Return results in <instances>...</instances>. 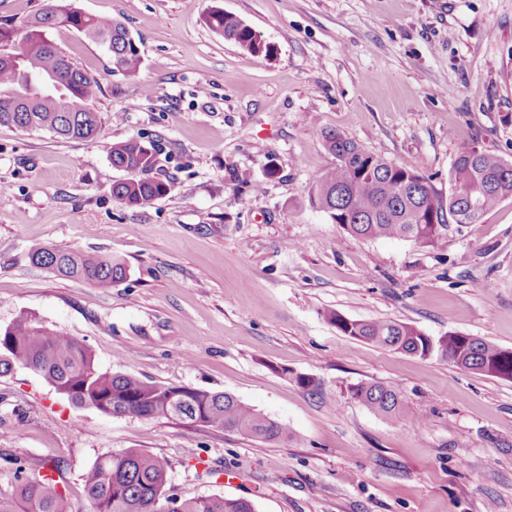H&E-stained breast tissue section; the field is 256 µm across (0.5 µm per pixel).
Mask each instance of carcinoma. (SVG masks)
Masks as SVG:
<instances>
[{"instance_id": "carcinoma-1", "label": "carcinoma", "mask_w": 512, "mask_h": 512, "mask_svg": "<svg viewBox=\"0 0 512 512\" xmlns=\"http://www.w3.org/2000/svg\"><path fill=\"white\" fill-rule=\"evenodd\" d=\"M209 26L252 55H270L259 32L221 8L208 16ZM74 29L108 49L116 69L136 75L142 59L126 27L114 19L83 14L69 5L51 4L27 24L18 46L0 64V125L49 131L59 137L96 138L102 116L91 108L98 82L71 64L48 39L52 29ZM53 78L52 92L35 89L29 77ZM336 159L312 188L310 203L349 233L365 239L394 238L425 246L437 244L447 224H474L512 197V162L477 146L463 148L448 178V197L408 164H396L365 150L343 135L325 136ZM112 167L128 177L112 186L113 197L128 207H143L166 196L170 184L153 176L152 146L129 140L112 146ZM33 263L50 272L109 289L124 281L128 266L119 257L40 245ZM329 319L346 336L385 350L429 357L439 355L456 366L512 379V359L505 350L475 337L450 333L433 339L395 321H350L337 312ZM26 368L79 406L115 417L175 420L187 426L236 431L268 442L288 438V429L227 392L165 386L135 374L101 370L81 340L21 315L0 326V376ZM353 397L374 414L402 416L403 402L380 385H359ZM14 490L0 492V512H73L65 485L52 474H30L16 459ZM88 512H255L246 499L221 495L182 498L173 493L167 464L138 448L100 457L84 475Z\"/></svg>"}]
</instances>
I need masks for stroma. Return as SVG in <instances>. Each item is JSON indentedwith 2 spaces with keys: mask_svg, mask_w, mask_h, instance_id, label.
I'll list each match as a JSON object with an SVG mask.
<instances>
[{
  "mask_svg": "<svg viewBox=\"0 0 512 512\" xmlns=\"http://www.w3.org/2000/svg\"><path fill=\"white\" fill-rule=\"evenodd\" d=\"M122 22L142 56L115 70L74 30L51 37L99 91L97 138L0 126V326L28 315L85 340L102 370L228 392L284 425L269 443L74 405L38 375L0 377V491L13 460L83 475L125 448L163 459L185 497L256 512H512V379L394 353L329 321L393 320L512 350V197L435 246L352 236L309 204L336 131L447 192L462 148L512 162V0H71ZM271 55L214 32L213 8ZM206 89H199L200 79ZM154 144L170 192L112 196V144ZM41 244L124 258L112 288L35 266ZM312 378L311 386L295 375ZM400 393L386 420L352 396Z\"/></svg>",
  "mask_w": 512,
  "mask_h": 512,
  "instance_id": "obj_1",
  "label": "stroma"
}]
</instances>
